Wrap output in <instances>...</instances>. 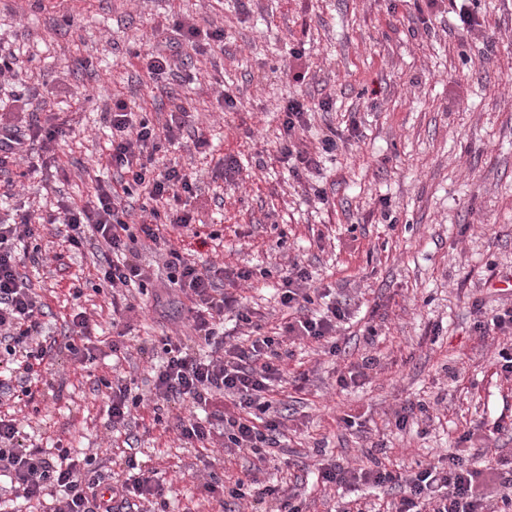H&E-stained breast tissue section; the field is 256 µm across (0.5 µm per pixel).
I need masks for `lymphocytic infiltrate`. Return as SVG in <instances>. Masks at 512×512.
<instances>
[{
    "label": "lymphocytic infiltrate",
    "instance_id": "obj_1",
    "mask_svg": "<svg viewBox=\"0 0 512 512\" xmlns=\"http://www.w3.org/2000/svg\"><path fill=\"white\" fill-rule=\"evenodd\" d=\"M307 112L304 101L289 100L282 123L280 152L296 179L319 164L318 154L300 145ZM104 120L111 137V185H95L91 199L62 205L45 221L65 225L67 243L74 249L82 246L86 232L96 234L100 242L94 262L97 278L113 289L145 287L147 276L133 256L136 246L162 252L170 281L191 299L188 323L209 348L204 355L182 340L158 339L164 358L152 370L155 397L190 408L186 414L168 415L164 425L178 433L185 447L197 451L203 467L211 465L208 451L217 432L222 433L225 447L265 462L270 449L281 444L282 423L270 409L274 389L284 379V342L312 340L336 354V328L346 310L335 303L314 310L309 275L295 263L281 278L280 303L287 314L279 332L264 333L251 310L236 308L237 322L249 326L250 334L244 342L225 345L224 312L235 308V299L217 286L224 278L223 267L198 264L175 246L187 234L204 242L218 240L220 233L197 227L192 214L177 206L183 196L194 193L192 173L175 166L156 172L148 166L163 144L178 142L186 126L185 112H170L158 129L145 121L133 122L120 102ZM65 132L62 121L45 125L33 120L24 129L0 123V157L24 158L31 142L48 144ZM140 192L148 203L140 208L139 223H127L124 203ZM38 230L27 211L16 223L0 224V398L33 397L32 387L40 381L43 369L52 366L60 354H70L81 363L94 358L89 342L97 324L87 312H76L62 336L45 331L42 301L19 271L21 244L31 247V262L39 260ZM97 384L106 390L111 428L124 427L141 402L132 393L131 379L102 376ZM125 465L123 478L102 483L91 457L76 458L67 448L52 451L24 444L15 421L0 418V512H14L18 501L36 503L40 512H166L165 489L157 471L142 469L132 456ZM483 475L498 481L499 512H512L511 460L452 454L444 464L402 472L375 458L357 469L336 463L318 472L326 484L394 490L396 496L386 512H488L485 497L475 491V481ZM204 489L210 493L222 489L237 500L248 495L259 501L269 498L275 500L277 512H303L297 494L262 483L250 470L229 486L214 478Z\"/></svg>",
    "mask_w": 512,
    "mask_h": 512
}]
</instances>
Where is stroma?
Listing matches in <instances>:
<instances>
[{
  "instance_id": "stroma-1",
  "label": "stroma",
  "mask_w": 512,
  "mask_h": 512,
  "mask_svg": "<svg viewBox=\"0 0 512 512\" xmlns=\"http://www.w3.org/2000/svg\"><path fill=\"white\" fill-rule=\"evenodd\" d=\"M469 9L468 28L453 0H0V56L14 71L0 84V121L26 127L36 109L71 125L49 148L33 147L36 170L22 183L0 174V224L26 205L84 200L93 180L111 183L103 115L115 101L133 122L157 125L181 106L209 147L166 146L154 164L194 173L190 208L224 236L202 246L188 235L180 248L229 274L254 270L231 292L265 331L280 322L277 283L292 262L307 268L311 287L346 304L339 352L290 345L288 383L272 405L284 442L259 478L295 489L306 512H333L350 493L317 482V464H366L374 443L406 471L451 453L512 458V379L496 364L502 339L471 328L473 303L512 307L498 281L512 272V0H471ZM182 22L197 25V51L153 81L146 55L176 38ZM217 29L219 44L208 37ZM226 92L235 111L224 109ZM294 98L309 105L303 145L321 155L299 181L279 152ZM330 135L337 148L328 154L321 147ZM229 157L236 169L218 174ZM40 235L43 260L24 272L46 306L48 330L67 328L68 288L81 281V303L99 325L95 359L84 367L59 356L34 406L6 400L0 414L15 418L30 443L96 455L105 474L121 471L124 451L137 448L140 464L168 487L167 512H270L268 502L207 495L194 450L154 422L150 339L198 344L189 301L169 282L163 257L138 250L147 288L126 294L132 352L116 360L92 242L71 249L54 224ZM367 356L376 366L340 390V372ZM116 371L144 396L118 438L95 383ZM410 401L427 411L397 427L394 412ZM347 414L355 427L343 424ZM468 431L471 441L462 442Z\"/></svg>"
}]
</instances>
